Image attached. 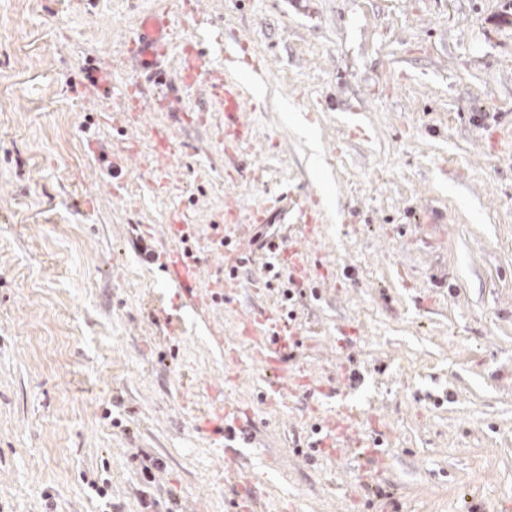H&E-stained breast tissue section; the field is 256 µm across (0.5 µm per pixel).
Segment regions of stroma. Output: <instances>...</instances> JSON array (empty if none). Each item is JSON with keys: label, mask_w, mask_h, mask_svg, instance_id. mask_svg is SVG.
Returning a JSON list of instances; mask_svg holds the SVG:
<instances>
[{"label": "stroma", "mask_w": 512, "mask_h": 512, "mask_svg": "<svg viewBox=\"0 0 512 512\" xmlns=\"http://www.w3.org/2000/svg\"><path fill=\"white\" fill-rule=\"evenodd\" d=\"M183 2L0 0V512H234L224 442L196 427L227 400L260 512H512V0ZM159 12L169 104L128 119L112 96L150 71L124 43ZM187 38L239 77L246 152L181 81ZM256 65L258 89L239 76ZM283 193L305 284L256 251L213 301L212 248L191 299L145 258L182 224L238 240L226 199ZM300 199L321 209L310 240ZM286 302L309 383L276 406L241 323ZM342 408L381 429L379 485L304 454ZM251 433L242 424L236 406L224 405V445L225 441L234 442L239 446L249 443Z\"/></svg>", "instance_id": "1"}]
</instances>
